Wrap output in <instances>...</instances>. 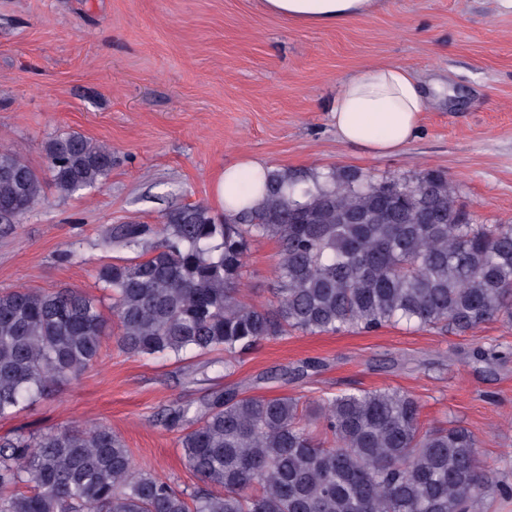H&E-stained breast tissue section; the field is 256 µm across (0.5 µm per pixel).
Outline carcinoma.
<instances>
[{"label": "carcinoma", "instance_id": "1", "mask_svg": "<svg viewBox=\"0 0 512 512\" xmlns=\"http://www.w3.org/2000/svg\"><path fill=\"white\" fill-rule=\"evenodd\" d=\"M46 157L64 196L112 171L111 149L79 134L50 141ZM45 184L0 147V224L42 205ZM263 191L262 206L221 218L190 204L156 227L117 228L105 243L127 256L96 275L110 318L79 289L1 290L0 419L79 378L110 335L132 355L222 350L227 373L291 332L403 322L461 336L512 322V224L471 223L444 172L374 180L349 167L275 168ZM262 240L279 246L268 306L242 294L250 243ZM314 404L316 422L298 398L230 390L167 409L165 425H190L179 445L204 484L191 492L137 465L105 425L1 438L0 512H480L512 489L482 465L472 430L457 420L424 428L406 391Z\"/></svg>", "mask_w": 512, "mask_h": 512}]
</instances>
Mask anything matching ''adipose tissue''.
Returning <instances> with one entry per match:
<instances>
[{
	"mask_svg": "<svg viewBox=\"0 0 512 512\" xmlns=\"http://www.w3.org/2000/svg\"><path fill=\"white\" fill-rule=\"evenodd\" d=\"M383 0H257L263 12L311 27L374 14ZM427 97L419 77L398 64H377L341 80L331 112L337 136L378 157L398 152L417 134ZM268 163L242 157L225 167L216 193L225 212L260 201Z\"/></svg>",
	"mask_w": 512,
	"mask_h": 512,
	"instance_id": "ef3b65f1",
	"label": "adipose tissue"
}]
</instances>
